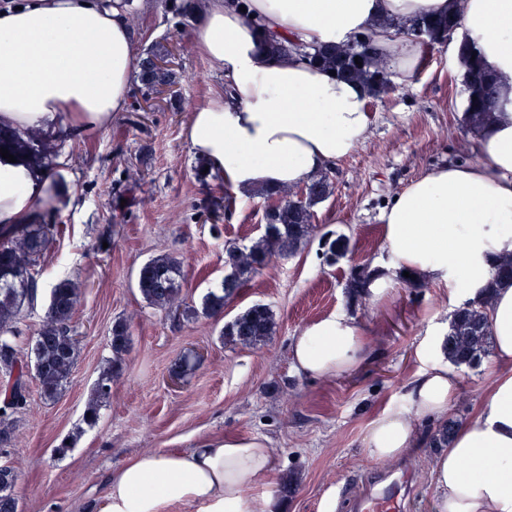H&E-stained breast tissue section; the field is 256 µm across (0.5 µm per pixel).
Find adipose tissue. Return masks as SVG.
<instances>
[{
	"instance_id": "obj_1",
	"label": "adipose tissue",
	"mask_w": 512,
	"mask_h": 512,
	"mask_svg": "<svg viewBox=\"0 0 512 512\" xmlns=\"http://www.w3.org/2000/svg\"><path fill=\"white\" fill-rule=\"evenodd\" d=\"M190 39L224 74V90L196 109L187 128L194 153L223 172L239 196L293 188L346 157L371 125L370 96L358 84L310 64L300 52L270 58L259 35L286 44H344L365 35L397 82H408L423 49L390 20L450 14L454 42H467L494 73L501 107L477 135L478 160L445 166L408 185L383 211L395 270L453 285L480 300L498 256L512 255V0H200ZM137 32L126 0H20L0 13V129L47 144L63 132L102 130L125 111ZM60 167L43 151L0 159V228L25 223L58 196ZM495 345L491 391L475 424L458 428L434 455L436 512H512V287L498 288L489 311ZM369 351L359 322L331 312L291 345L293 368L314 377L358 371ZM427 367L407 405L377 416L364 436L368 456L399 460L421 447L415 422L446 415L455 374L443 339L422 341ZM274 467L266 439H209L191 452L152 451L112 475L102 512H250L249 488Z\"/></svg>"
}]
</instances>
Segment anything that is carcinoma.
I'll return each instance as SVG.
<instances>
[{
	"mask_svg": "<svg viewBox=\"0 0 512 512\" xmlns=\"http://www.w3.org/2000/svg\"><path fill=\"white\" fill-rule=\"evenodd\" d=\"M175 26L179 27L193 14V0H176L171 9ZM457 26L456 19L448 17L421 18L397 23L401 34L414 37L433 48ZM171 56L164 45H155L138 63V77L148 90L164 83H177L174 70L160 73L154 61ZM472 54L463 51V83L467 93L465 120L477 134L493 118L498 107V85L491 73ZM310 62L336 71L351 81L367 85L373 98L386 95L391 82L386 65L371 47L352 40L342 46L312 45ZM331 193L329 177L320 174L297 192L282 189H264L258 195L276 200L266 212V230L251 245L226 250L225 265L230 272L218 291L207 292L202 299V311L216 315L223 312L225 303L244 288L252 274L277 255H290L307 241L314 231L313 208L325 201ZM57 224H22L14 229H0V448L12 441L19 414L28 406L30 383L36 382L40 395L47 401L55 400L64 390L75 369L78 343L74 339L73 315L79 297V284L68 277L59 279L51 288L44 320L34 339L24 350L19 345L20 324L26 308L37 297L38 266L51 240L59 233ZM325 258L336 262L349 250V239L339 235L325 242ZM377 270L367 265L350 271L345 288L358 300L370 287ZM512 284V256L503 257L494 268L487 286L488 293L479 304L466 303L451 315L446 352L456 366L479 364L485 357L492 330L488 302L494 288ZM136 288L142 300L151 308L171 312L182 306V260L170 253L150 257L139 268ZM276 329L273 310L265 304H254L233 320L224 324L220 338L224 344L256 348L265 344ZM129 326L119 320L112 326L110 347L112 359L100 373L85 405L83 422L96 424L102 404L112 394V378L116 375L129 351ZM17 472L12 462H0V512H18L13 490Z\"/></svg>",
	"mask_w": 512,
	"mask_h": 512,
	"instance_id": "cac0c4a2",
	"label": "carcinoma"
}]
</instances>
